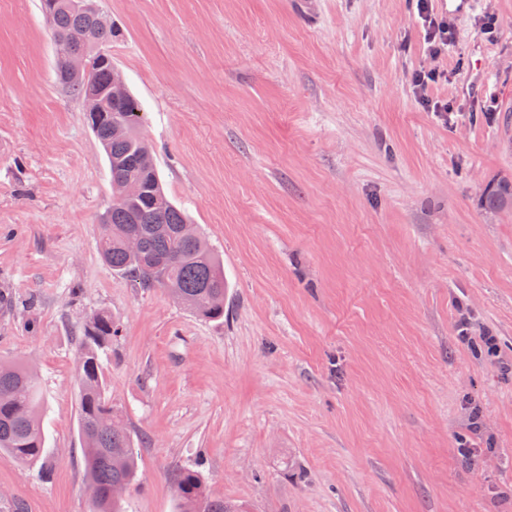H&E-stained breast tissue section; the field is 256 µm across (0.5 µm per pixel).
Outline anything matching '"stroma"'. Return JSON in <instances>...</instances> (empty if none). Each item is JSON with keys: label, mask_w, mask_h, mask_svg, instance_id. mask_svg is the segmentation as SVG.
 <instances>
[{"label": "stroma", "mask_w": 512, "mask_h": 512, "mask_svg": "<svg viewBox=\"0 0 512 512\" xmlns=\"http://www.w3.org/2000/svg\"><path fill=\"white\" fill-rule=\"evenodd\" d=\"M39 4L0 0V359L42 383L51 471L0 453V512H90L98 310L125 512H176L186 466L242 512H512V199L486 202L512 185V0L454 16L426 102L414 0H102L164 190L224 260L219 321L102 260L109 168ZM437 65L433 66L429 70H415L410 74V86L413 93L422 99L423 101L427 97V90L429 84L434 82L439 77V69H436ZM120 333V323L102 311L85 320L79 336L78 427L91 512H123V500L113 499V488L138 479V454L122 412L107 400L101 364V355Z\"/></svg>", "instance_id": "stroma-1"}]
</instances>
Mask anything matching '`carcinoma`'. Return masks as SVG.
Returning <instances> with one entry per match:
<instances>
[{
	"mask_svg": "<svg viewBox=\"0 0 512 512\" xmlns=\"http://www.w3.org/2000/svg\"><path fill=\"white\" fill-rule=\"evenodd\" d=\"M41 10L56 50L86 58L89 68L64 86L86 106V120L109 165L112 205L100 217L99 249L112 271L140 288H163L193 315L215 320L224 316V265L198 230L189 234L184 211L166 194L152 149L141 136L143 112L131 94L107 99L113 70L115 30L101 24V0H41ZM126 125L122 137L110 135L113 118ZM137 179L140 194L119 197L124 179ZM139 242L136 253L127 241ZM121 333L108 312L85 320L79 337L78 427L85 472L91 491V512H123V500L112 497L117 485L138 479V454L121 411L106 397L101 355ZM44 396L37 374L14 361L0 363V452L24 465L47 458L41 422ZM177 512H238V508L205 492L201 473L192 467L174 479Z\"/></svg>",
	"mask_w": 512,
	"mask_h": 512,
	"instance_id": "obj_1",
	"label": "carcinoma"
}]
</instances>
